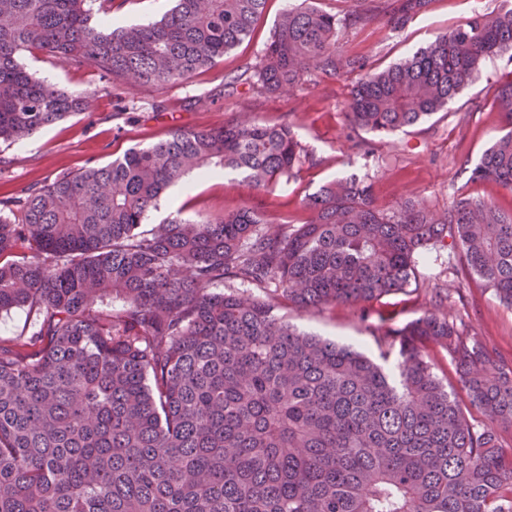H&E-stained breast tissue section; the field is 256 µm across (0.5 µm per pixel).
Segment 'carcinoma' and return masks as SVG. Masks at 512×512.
Instances as JSON below:
<instances>
[{"label": "carcinoma", "instance_id": "obj_1", "mask_svg": "<svg viewBox=\"0 0 512 512\" xmlns=\"http://www.w3.org/2000/svg\"><path fill=\"white\" fill-rule=\"evenodd\" d=\"M112 2L0 0L1 140L85 107L22 54L132 88L183 82L239 44L266 0H176L154 23L115 28ZM387 2L404 24L430 0ZM370 20L287 9L253 87L353 74L350 124L388 134L446 108L486 58L512 55L502 8L374 72L336 50L341 26ZM497 98L505 133L469 179L512 191V79ZM306 158L286 123L180 130L29 188L0 213V313L33 318L29 333L0 341V512H512V448L499 437L512 430V364L434 309L383 331L395 380L280 314L366 306L410 286L418 260L448 243L460 270L512 307V210L457 197L441 217L388 215L349 176L303 199L297 225L244 207L141 229L191 172H237L262 190ZM236 283L263 295L243 299ZM430 344L448 350L483 421L437 377Z\"/></svg>", "mask_w": 512, "mask_h": 512}]
</instances>
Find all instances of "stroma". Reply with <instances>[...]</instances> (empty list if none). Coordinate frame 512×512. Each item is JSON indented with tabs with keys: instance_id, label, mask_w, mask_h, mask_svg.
<instances>
[{
	"instance_id": "stroma-1",
	"label": "stroma",
	"mask_w": 512,
	"mask_h": 512,
	"mask_svg": "<svg viewBox=\"0 0 512 512\" xmlns=\"http://www.w3.org/2000/svg\"><path fill=\"white\" fill-rule=\"evenodd\" d=\"M295 0H267L253 32L216 63L198 70L187 81L171 85L129 88L109 85L87 68L60 61L51 54H24L22 64L38 77L70 92L90 95L86 111L44 127L27 139L0 142V201L28 187L42 186L58 174L90 165L104 166L125 151L168 137L177 130L223 127L235 119L288 122L303 144L308 162L288 183L255 190L234 174L202 182L180 196L164 193L144 222L145 227L174 215L187 219L220 218L242 207H253L272 224L302 223L305 196L339 176H356L372 186L378 207L391 213L413 203L443 215L456 197L495 200L512 208V192L492 182H473L464 166L475 163L501 134L503 114L496 89L512 74V57L487 60L476 80L448 107L418 124L389 135L353 128L345 114L350 85L347 80L316 79L276 95L260 94L237 83L252 76L281 14ZM386 0H315L317 6L344 18L364 9L373 19L364 26L342 29L341 53L367 61L382 70L427 46L435 37L479 13L500 9L504 0H430L425 12L404 26L391 23ZM421 277L404 291L382 297L369 306L370 317L359 307L337 305L308 314L290 313L299 329L353 345L394 371V357L385 356L379 330L381 317L403 326L431 310L436 289L460 281L443 308L449 319L464 322L487 342L495 356L512 361V308L471 278H458L448 266L447 249H439L419 263Z\"/></svg>"
}]
</instances>
